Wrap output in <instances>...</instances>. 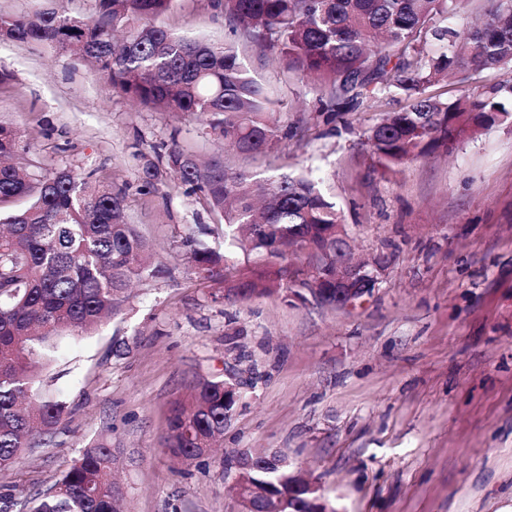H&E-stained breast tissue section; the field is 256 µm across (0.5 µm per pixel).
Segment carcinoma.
Masks as SVG:
<instances>
[{
  "instance_id": "carcinoma-1",
  "label": "carcinoma",
  "mask_w": 512,
  "mask_h": 512,
  "mask_svg": "<svg viewBox=\"0 0 512 512\" xmlns=\"http://www.w3.org/2000/svg\"><path fill=\"white\" fill-rule=\"evenodd\" d=\"M461 0H215L228 41L218 47L176 37L157 24L173 0H98L85 20L57 7L31 15L0 13V39L54 46L88 64L112 89L143 109L198 116L206 134L253 160L286 146L281 124L241 49L276 55L314 96L315 112L332 123L341 112L390 94L410 99L368 130L366 143L385 168L417 161L468 131L507 120L502 102L512 85L493 84L477 97L452 101L431 93L446 81L469 84L489 70L512 69V0H485L483 19L460 27ZM31 145L0 125V472L25 449L50 442L66 404L35 384L48 353L68 333H90L119 314L131 284L157 276L148 243L127 221V187L105 184L95 171L60 168L36 174L9 160ZM201 194L224 225V252L194 246L198 276L226 301L299 294L315 264L294 238L316 244L342 223L310 176L233 169L178 145L164 168L143 166L139 194L167 180ZM254 256L239 265L231 249ZM224 380L198 379L187 402L174 404L167 447L184 462L207 456L223 439ZM114 455L97 443L84 449L53 487L36 494L30 512H118ZM236 484L255 512H304L288 495V467L238 472Z\"/></svg>"
}]
</instances>
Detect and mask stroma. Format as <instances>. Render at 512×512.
Here are the masks:
<instances>
[{
  "label": "stroma",
  "instance_id": "obj_1",
  "mask_svg": "<svg viewBox=\"0 0 512 512\" xmlns=\"http://www.w3.org/2000/svg\"><path fill=\"white\" fill-rule=\"evenodd\" d=\"M171 34L223 44L212 0H173L158 20ZM257 79L295 135L269 159L312 170L341 212L352 255L391 261L354 309L279 295L227 303L186 258L224 247L201 195L161 186L138 194L145 161L171 142L206 157L221 146L200 120L135 109L59 49L0 41V124L33 143V171L96 170L126 185L128 220L159 267L120 315L71 335L39 390L68 415L49 444L0 474L10 512H29L91 444L118 460L123 512H240L230 458L277 452L341 512H512V119L448 150L383 170L365 132L408 105L396 95L325 124L302 105L284 63ZM234 373L244 386L219 450L187 464L168 452L167 420L193 377Z\"/></svg>",
  "mask_w": 512,
  "mask_h": 512
}]
</instances>
